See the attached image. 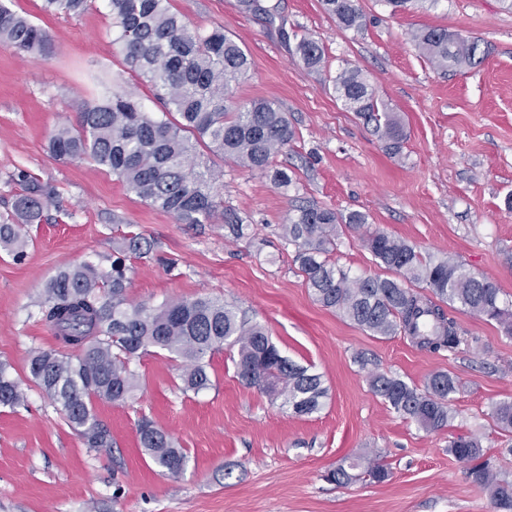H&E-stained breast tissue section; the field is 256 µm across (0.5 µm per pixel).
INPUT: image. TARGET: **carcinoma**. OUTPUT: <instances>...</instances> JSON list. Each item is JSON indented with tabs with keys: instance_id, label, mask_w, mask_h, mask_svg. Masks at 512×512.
Listing matches in <instances>:
<instances>
[{
	"instance_id": "obj_1",
	"label": "carcinoma",
	"mask_w": 512,
	"mask_h": 512,
	"mask_svg": "<svg viewBox=\"0 0 512 512\" xmlns=\"http://www.w3.org/2000/svg\"><path fill=\"white\" fill-rule=\"evenodd\" d=\"M322 4L340 27H363L355 0H322ZM109 6L125 64L153 86L170 118L159 120L143 111L131 93L78 99L77 125L57 128L50 138V152L58 159H92L111 170L128 191L181 224H205L220 214L231 235L246 236L248 225L235 211L224 208L217 193L224 172L207 164L200 148L260 172L286 191L293 177L288 168L275 167L273 161L294 140L288 113L270 99L233 101L234 89L248 77L251 61L224 29L202 32L189 27L171 9L170 0H109ZM86 7L87 0H44L47 12L61 9L77 15ZM412 40L430 64L443 71L475 68L484 60L479 40L445 29H422L412 34ZM0 47L19 54H46L50 42L43 28L0 3ZM296 51L306 68L321 67L324 51L317 41L303 38ZM334 86L344 106L373 125L388 149H400L406 139L401 118L378 105L361 69H343ZM13 179L22 193L13 202V218L0 223V244L20 260L27 245L22 226L42 221L54 190L25 169L16 170ZM340 224L365 230L364 247L394 277L353 275L332 262L329 253ZM281 232L294 247V261L316 301L372 336L400 334L420 349L452 353L467 339L447 318L443 303L494 320L512 335V308L501 305L500 289L493 281L448 255L425 256L416 246L369 228L362 212L340 216L329 208L302 205L288 216ZM143 249L141 237H126L112 257L111 271L87 262L75 264L50 278L42 290L38 320L54 331L65 352H33L29 374L86 448L99 452L112 447V436L98 420L94 402L117 403L132 397L138 380L129 362L151 348L182 363L185 393L197 394L211 386L207 357L227 345L236 349L237 377L244 386L281 400V406L296 417L323 409L328 396L323 376L284 356L263 325L224 299L131 304L126 261L143 254ZM421 288L429 294L419 292ZM94 333L92 343L82 345ZM76 347L81 348L80 356L66 354ZM368 381L372 392L395 413L426 431L447 427L453 417L457 384L446 371L432 373L418 386L375 368L368 372ZM24 402L10 366L0 363V406L15 408ZM491 418L499 430L511 433L512 401L496 403ZM137 434L140 447L163 472L171 477L183 474L187 451L166 430L143 416ZM449 452L469 465V477L488 492L495 512H512V479L481 461L484 449L479 437L459 435L450 442ZM388 476L379 459L366 457L336 467L327 479L348 485L363 477L382 482Z\"/></svg>"
}]
</instances>
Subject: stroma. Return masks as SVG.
<instances>
[{"label": "stroma", "instance_id": "35a3bbf8", "mask_svg": "<svg viewBox=\"0 0 512 512\" xmlns=\"http://www.w3.org/2000/svg\"><path fill=\"white\" fill-rule=\"evenodd\" d=\"M42 26L48 56L0 47V221L21 191L11 178L27 169L54 190L45 221L27 224L23 259L0 249V361L26 395L0 407V512H493L467 464L448 451L457 435H480L494 472L512 476V434L491 418L512 400V336L495 321L446 306L467 342L453 353L417 349L405 337L371 336L314 298L278 227L309 202L449 255L488 277L512 305V10L501 0H437L391 13L384 0H356L365 24L339 28L321 0H261L273 16L243 12L239 0H172L200 30L224 28L243 46L251 71L237 101H276L296 131L276 159L295 181L270 178L212 157L224 172L225 208L250 222L249 237L230 236L222 219L181 224L141 201L111 171L89 160H58L53 131L77 123L74 100L103 88L130 91L146 109L161 105L149 84L127 69L113 40L108 0L79 15L45 14L44 0H6ZM442 28L478 39L486 56L473 69L442 72L420 56L411 35ZM324 49L319 69L296 53L301 38ZM356 66L407 138L389 154L370 126L348 110L335 76ZM137 235L151 245L131 256L130 303L221 297L265 325L283 354L321 373L323 409L295 417L237 378V354H212L209 389L181 390L180 367L158 349L133 358L135 397L100 402L112 434L109 450H88L28 372L31 354L58 344L37 319L44 283L60 269L91 261L109 269L114 247ZM332 261L353 273L385 276L360 235L340 228ZM376 365L423 384L436 371L454 376L455 417L427 432L400 418L369 386ZM148 416L185 448L179 477L160 472L139 446L136 423ZM366 456L390 471L382 482L337 485L328 470Z\"/></svg>", "mask_w": 512, "mask_h": 512}]
</instances>
